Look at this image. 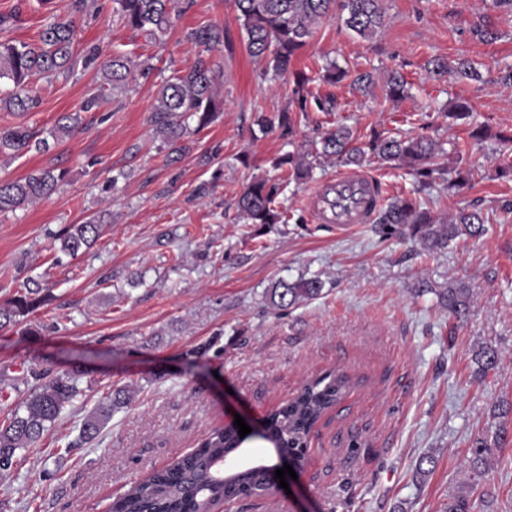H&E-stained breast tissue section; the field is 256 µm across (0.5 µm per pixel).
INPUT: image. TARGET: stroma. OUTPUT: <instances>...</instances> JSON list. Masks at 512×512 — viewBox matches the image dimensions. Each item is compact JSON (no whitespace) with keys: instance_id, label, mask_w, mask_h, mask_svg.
Segmentation results:
<instances>
[{"instance_id":"35a3bbf8","label":"stroma","mask_w":512,"mask_h":512,"mask_svg":"<svg viewBox=\"0 0 512 512\" xmlns=\"http://www.w3.org/2000/svg\"><path fill=\"white\" fill-rule=\"evenodd\" d=\"M385 27L372 38L338 17L322 19L297 53L310 89L337 101L335 112H296L293 78H272L247 50L232 0H193L164 35L131 30L113 0H0V42H39L54 14H75V53L97 44L131 58L152 56L154 71L114 91L100 72L75 68L36 80L31 112L0 106V128L24 126L48 136L65 113L79 115L71 137L50 151L0 161V179L52 168L67 177L54 193L0 214V306L29 280L46 288L43 306L0 330V419L22 402L44 371L81 370L80 392L37 447L0 476V512H107L128 486L166 468L200 438L240 415L255 424L320 374H346L350 385L313 429L306 462L287 489L243 498L215 512H444L469 487L476 512H512V441L471 469L477 439L494 441L512 405V181L496 168L512 163V13L494 0H385ZM227 29L233 51L203 52L188 31ZM471 61L477 80L431 79L428 60ZM205 59L217 71L223 109L172 156L153 131L160 85ZM370 72L371 96L331 86L328 62ZM400 71L411 85L399 103L383 80ZM101 105L85 110L91 96ZM466 100L472 121L450 123L444 109ZM290 111L294 139L261 134L256 113ZM492 136L478 141L472 124ZM355 136L371 129L430 135L447 151L446 181L418 189L405 170L377 161L364 170L384 197L418 192L436 215L478 213L481 236L437 250L408 236L382 239L374 224L345 228L315 221L314 186L340 165L296 185L278 160L336 125ZM248 164H241V157ZM470 179L455 186L456 169ZM282 183L281 224H247L236 200L252 177ZM103 221L98 241L77 255L58 238L68 225ZM311 278L322 294L281 310L266 297L284 280ZM467 289L469 307L454 317L441 301ZM498 363L478 374V348ZM130 389L100 436L80 440L87 412L107 393Z\"/></svg>"}]
</instances>
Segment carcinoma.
<instances>
[{
	"label": "carcinoma",
	"instance_id": "cac0c4a2",
	"mask_svg": "<svg viewBox=\"0 0 512 512\" xmlns=\"http://www.w3.org/2000/svg\"><path fill=\"white\" fill-rule=\"evenodd\" d=\"M180 0H114L116 12L133 30L145 31L151 36L166 33L172 26V13ZM234 9L247 37L251 56L263 60L265 70L277 76L290 71L297 51L312 34V24L338 13L345 25L357 35L367 38L383 26L385 11L382 0H233ZM77 26L73 19H57L42 32L39 44L26 42L0 43V80L12 81L13 88L0 103L19 112L36 107L31 95L30 82L36 77L55 73H70L77 62L85 68L102 72L112 89L123 88L133 79L136 71L142 77L153 70L151 58L137 64L122 56L108 57L98 45L85 48L82 58L74 57L73 45ZM187 39L208 48L223 45L230 47L224 30L208 26L187 33ZM430 73L443 78L452 72L476 80L479 72L474 65L459 59L448 65L444 58L430 60ZM351 79V88L363 96L370 94L375 80L370 72L349 77L347 70L331 63L325 67L323 81L331 85ZM309 78L303 71L294 72L293 95L299 111L307 112L316 107L320 112L336 109L333 98H313L308 90ZM386 97L394 103L408 96L407 81L397 71L391 72L385 82ZM222 99L218 94L216 79L211 67L203 60L185 72L171 76L158 90L153 107L155 134L162 142L177 151V144L191 133L190 123L196 129L208 125L220 111ZM255 124L262 132L277 129L280 137L293 138L295 128L282 112L273 120L259 115ZM78 119L70 115L59 118L50 132L51 139L39 138L27 127L0 129V157L15 159L21 153L35 148L48 151L51 144L71 136L77 129ZM444 153L439 143L428 135L391 136L373 130L368 140L359 145L344 126L325 132L310 149H299L284 155L279 164L289 166L291 177L297 183L313 179L314 169L338 162L345 166L361 167L365 159L375 157L381 161L405 167L419 183L427 187L448 172L440 162ZM64 177L52 169H40L13 180L0 179V212L12 211L29 205L52 193ZM279 185L264 178H253L239 198L237 208L248 224H279L284 216L276 207ZM376 232L389 239L405 232L430 249L443 248L461 235L476 237L484 230L479 214L458 210L448 218L432 214L416 197H395L381 204L375 211ZM102 224L90 218L83 224H72L61 240V250L75 256L82 248L91 247L100 237ZM323 282L317 278L297 282L280 281L268 290L271 304L286 309L304 300L318 297ZM41 288H26L11 300V306L0 308V329L17 324L16 317L27 315L43 302ZM443 300L455 317L465 314L469 294L464 288H450ZM478 373L485 374L497 364L498 355L493 349L483 348L475 355ZM81 371L62 374L41 373L31 394L0 421V474H9L17 463L20 450L33 447L45 431L60 417L65 408L78 395ZM347 383L343 374H327L305 384L297 395L270 413L266 418L264 439L276 448L277 455L296 458L304 463V448L309 434L320 418L340 399ZM130 390L121 388L107 400L98 403L85 416L81 438L91 442L99 437L112 419L114 412L129 404ZM247 438L240 437L233 428H218L206 434L197 447L171 467L157 471L146 480L130 486L124 495L115 499L110 512H213L226 501L243 495L269 494L266 473L276 465L258 464L253 467L228 472L212 469L225 454L241 447ZM471 496L458 494L448 498L446 512H473Z\"/></svg>",
	"mask_w": 512,
	"mask_h": 512
}]
</instances>
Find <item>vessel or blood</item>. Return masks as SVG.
I'll return each mask as SVG.
<instances>
[{"label":"vessel or blood","mask_w":512,"mask_h":512,"mask_svg":"<svg viewBox=\"0 0 512 512\" xmlns=\"http://www.w3.org/2000/svg\"><path fill=\"white\" fill-rule=\"evenodd\" d=\"M319 220L336 224H366L381 200V188L375 178L351 169L331 183L316 187L309 195Z\"/></svg>","instance_id":"obj_1"}]
</instances>
